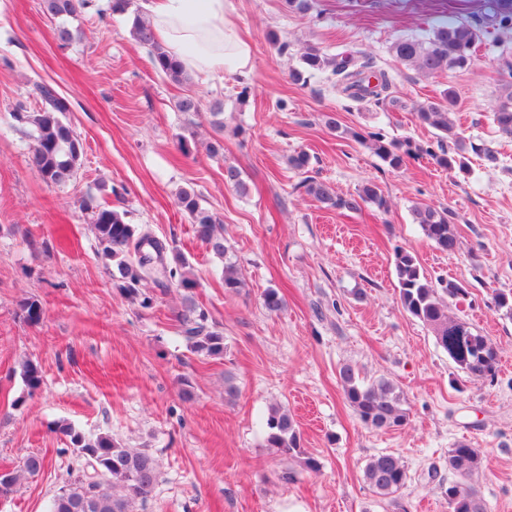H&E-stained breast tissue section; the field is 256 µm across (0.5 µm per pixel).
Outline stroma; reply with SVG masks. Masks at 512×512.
I'll return each mask as SVG.
<instances>
[{"label": "stroma", "instance_id": "35a3bbf8", "mask_svg": "<svg viewBox=\"0 0 512 512\" xmlns=\"http://www.w3.org/2000/svg\"><path fill=\"white\" fill-rule=\"evenodd\" d=\"M40 3L0 0V471H19L32 452L47 464L0 496V512H47L76 473L63 423L155 455L159 478L138 512H449L448 450L462 440L486 455L477 481L487 512H512V318L493 303L495 292L512 291V140L488 120L512 72V30L501 23L512 0H314L306 14L286 0H235L252 70L182 85L155 71L131 37L142 0L123 14L111 12V0H90L67 19L73 38L65 44ZM452 20L477 29L470 69L426 76L393 56L395 39ZM272 30L287 52L269 43ZM309 44L331 58L369 60L390 77V100L355 102L316 78L293 83L289 73ZM37 83L69 100L67 120L83 142L78 174L62 188L32 170L31 141L13 116L18 106L34 108ZM449 87L466 143L490 145L497 162L470 155L462 174L422 155L393 169L352 138L362 130L435 142L415 109ZM188 95L205 106L223 102V154L205 149L209 112L180 111ZM329 114L340 131L326 126ZM302 151L311 157L306 173L288 164ZM229 165L241 170L245 191L225 182ZM308 176L344 199L376 183L387 207L321 203L302 186ZM184 189L222 220L227 259L194 238L177 205ZM87 197L126 211L129 223L149 226L187 257L195 300L224 334L223 356L188 348L181 289L148 283L136 298L119 290L116 265L82 207ZM421 203L449 211L454 253L437 250L415 224ZM398 249L429 277L465 285L451 312L497 350L494 381L458 372L430 329L402 309ZM228 260L245 282L236 293L224 290ZM270 288L284 300L275 314L262 306ZM27 298L45 310L39 324L20 312ZM27 359L44 375L33 393L21 377ZM346 364L398 386L407 424L366 426L343 395ZM229 383L236 396L225 394ZM273 404L297 422L300 456L268 447ZM381 452L408 467L397 506L363 480L367 460ZM308 457L317 472L306 471ZM286 471L296 480H284Z\"/></svg>", "mask_w": 512, "mask_h": 512}]
</instances>
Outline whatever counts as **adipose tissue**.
Here are the masks:
<instances>
[{"instance_id":"1","label":"adipose tissue","mask_w":512,"mask_h":512,"mask_svg":"<svg viewBox=\"0 0 512 512\" xmlns=\"http://www.w3.org/2000/svg\"><path fill=\"white\" fill-rule=\"evenodd\" d=\"M145 8L167 48L201 80L252 68V47L233 20L234 0H147Z\"/></svg>"}]
</instances>
